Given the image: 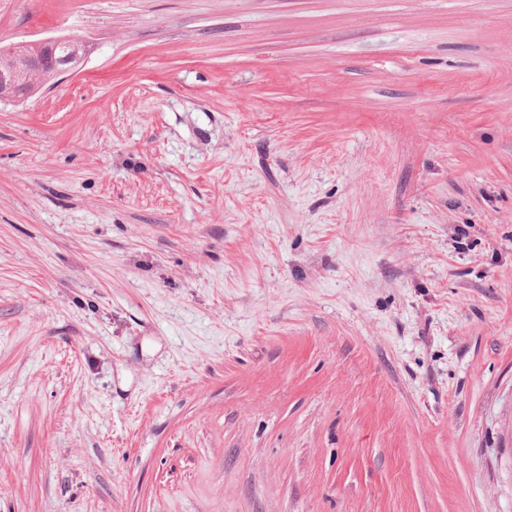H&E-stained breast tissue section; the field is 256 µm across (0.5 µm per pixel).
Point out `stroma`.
Segmentation results:
<instances>
[{
    "instance_id": "stroma-1",
    "label": "stroma",
    "mask_w": 512,
    "mask_h": 512,
    "mask_svg": "<svg viewBox=\"0 0 512 512\" xmlns=\"http://www.w3.org/2000/svg\"><path fill=\"white\" fill-rule=\"evenodd\" d=\"M0 512H512V0H0ZM26 43V47L28 49L31 48V51L28 53L18 54L15 51H12L3 56L2 50L0 51V82L1 84L6 82L30 86L34 89L30 93L39 91L41 88V84L38 81V75L43 71L41 51L50 46V44H61L70 47L72 49L71 53L74 60V63L71 65L55 68V77L77 70L84 60L87 51L86 39L81 36L46 38ZM5 90L10 97H3L2 88H0V101H10L11 99L9 98L15 99L29 93L28 90L15 86L7 87Z\"/></svg>"
}]
</instances>
